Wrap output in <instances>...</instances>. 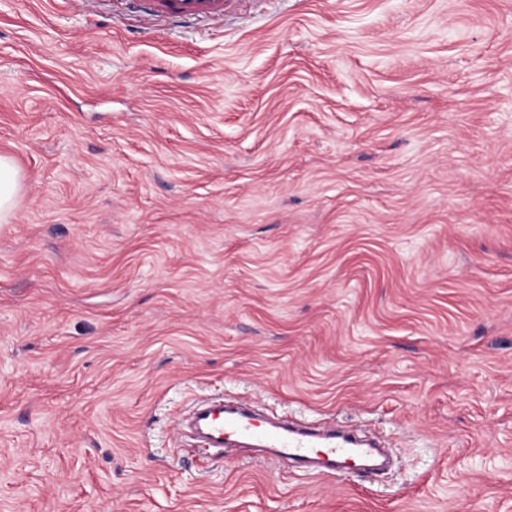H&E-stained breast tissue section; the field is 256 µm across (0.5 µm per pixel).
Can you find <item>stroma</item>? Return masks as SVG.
I'll return each mask as SVG.
<instances>
[{"label": "stroma", "mask_w": 512, "mask_h": 512, "mask_svg": "<svg viewBox=\"0 0 512 512\" xmlns=\"http://www.w3.org/2000/svg\"><path fill=\"white\" fill-rule=\"evenodd\" d=\"M0 0V512H512V0ZM383 476L184 447L203 396ZM231 0H144L145 14L151 20L170 22L223 18ZM20 171L14 160L0 155V222L7 223L17 207L21 189Z\"/></svg>", "instance_id": "1"}]
</instances>
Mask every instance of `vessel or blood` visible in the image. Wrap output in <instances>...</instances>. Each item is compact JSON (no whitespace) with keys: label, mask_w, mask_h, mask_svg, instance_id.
Here are the masks:
<instances>
[{"label":"vessel or blood","mask_w":512,"mask_h":512,"mask_svg":"<svg viewBox=\"0 0 512 512\" xmlns=\"http://www.w3.org/2000/svg\"><path fill=\"white\" fill-rule=\"evenodd\" d=\"M151 20L170 22L223 17L230 0H144ZM190 428L198 447L223 456L232 445L261 448L272 464L289 463L297 472L333 473L353 456L371 450L350 429L308 419H291L263 407H246L212 397L193 410Z\"/></svg>","instance_id":"b4317fda"}]
</instances>
